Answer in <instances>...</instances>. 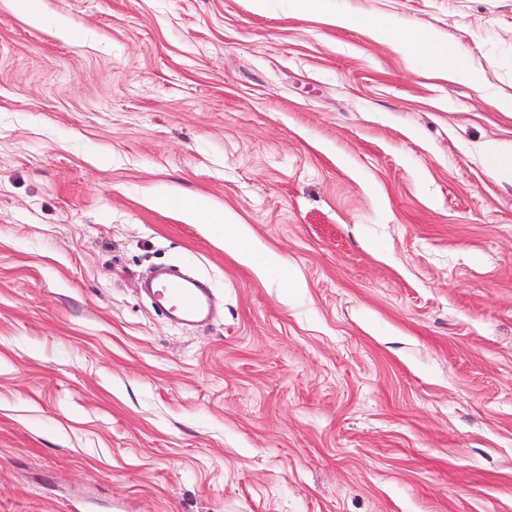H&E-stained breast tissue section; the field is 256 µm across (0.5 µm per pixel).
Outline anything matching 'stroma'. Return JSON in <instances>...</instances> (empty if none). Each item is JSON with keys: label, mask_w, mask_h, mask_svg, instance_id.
I'll return each instance as SVG.
<instances>
[{"label": "stroma", "mask_w": 512, "mask_h": 512, "mask_svg": "<svg viewBox=\"0 0 512 512\" xmlns=\"http://www.w3.org/2000/svg\"><path fill=\"white\" fill-rule=\"evenodd\" d=\"M320 4L0 0V512H512V0ZM369 31L375 38H388L398 49H408L426 54L434 62L445 65L448 78L452 80L474 81L478 74L471 69L466 59L452 56L444 49L431 33L421 30H396L383 23H372ZM483 162L493 175L512 180V149L490 142L484 146ZM158 304L179 321L200 319L206 307V289L191 281L167 278Z\"/></svg>", "instance_id": "35a3bbf8"}]
</instances>
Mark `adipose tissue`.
I'll list each match as a JSON object with an SVG mask.
<instances>
[{
    "label": "adipose tissue",
    "instance_id": "1",
    "mask_svg": "<svg viewBox=\"0 0 512 512\" xmlns=\"http://www.w3.org/2000/svg\"><path fill=\"white\" fill-rule=\"evenodd\" d=\"M369 31L373 37L389 39L396 48L430 56L433 61L445 65L449 79L473 81L477 78L476 72L471 69L466 59L450 55L431 33L421 30H398L384 23L370 24Z\"/></svg>",
    "mask_w": 512,
    "mask_h": 512
}]
</instances>
